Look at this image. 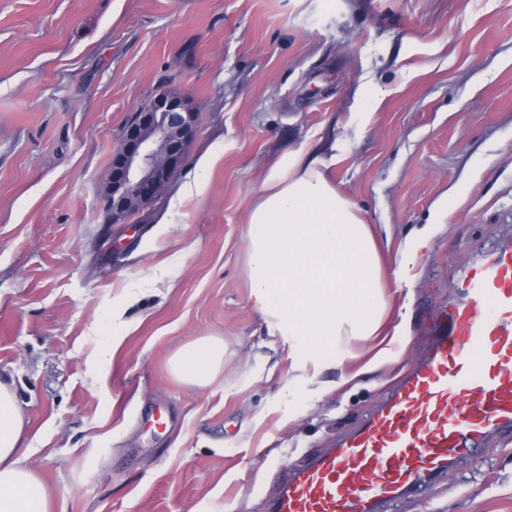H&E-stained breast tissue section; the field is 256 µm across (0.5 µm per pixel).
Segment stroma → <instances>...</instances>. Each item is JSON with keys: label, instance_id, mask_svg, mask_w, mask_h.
I'll return each mask as SVG.
<instances>
[{"label": "stroma", "instance_id": "obj_1", "mask_svg": "<svg viewBox=\"0 0 512 512\" xmlns=\"http://www.w3.org/2000/svg\"><path fill=\"white\" fill-rule=\"evenodd\" d=\"M161 83L199 114L187 161L154 206L104 223L126 117ZM304 146L374 225L384 333L405 338L328 393L371 342L328 350L312 381L245 278L248 212ZM509 232L512 0H0V375L66 512H259L282 467L332 448L420 360L456 269ZM210 336L224 368L186 384L170 358ZM400 512H512V436ZM389 359H390V349H388V347L379 348L360 370H358L355 373H347V374L343 373L341 375L340 381L338 383H336L335 385H333L332 388L337 389V388H340L348 383L353 382L355 379H357L362 374L378 369L383 364H385L387 361H389Z\"/></svg>", "mask_w": 512, "mask_h": 512}]
</instances>
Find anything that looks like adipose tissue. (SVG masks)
<instances>
[{
  "mask_svg": "<svg viewBox=\"0 0 512 512\" xmlns=\"http://www.w3.org/2000/svg\"><path fill=\"white\" fill-rule=\"evenodd\" d=\"M329 165L301 148L271 169L251 208L246 279L267 324L306 342L374 336L387 301L380 240L337 187ZM224 367V341L202 338L171 358L176 377L209 385ZM25 417L12 384L0 380V512H65L24 463Z\"/></svg>",
  "mask_w": 512,
  "mask_h": 512,
  "instance_id": "1",
  "label": "adipose tissue"
}]
</instances>
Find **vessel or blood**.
Wrapping results in <instances>:
<instances>
[{
	"mask_svg": "<svg viewBox=\"0 0 512 512\" xmlns=\"http://www.w3.org/2000/svg\"><path fill=\"white\" fill-rule=\"evenodd\" d=\"M458 288L421 364L334 448L284 469L264 512H385L490 432L512 435V235Z\"/></svg>",
	"mask_w": 512,
	"mask_h": 512,
	"instance_id": "obj_1",
	"label": "vessel or blood"
}]
</instances>
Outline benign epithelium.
Listing matches in <instances>:
<instances>
[{
    "mask_svg": "<svg viewBox=\"0 0 512 512\" xmlns=\"http://www.w3.org/2000/svg\"><path fill=\"white\" fill-rule=\"evenodd\" d=\"M197 120L198 114L170 93L156 95L145 109L133 108L112 155L109 192L102 199L108 222L118 224L132 210L157 203L185 161Z\"/></svg>",
    "mask_w": 512,
    "mask_h": 512,
    "instance_id": "obj_1",
    "label": "benign epithelium"
}]
</instances>
